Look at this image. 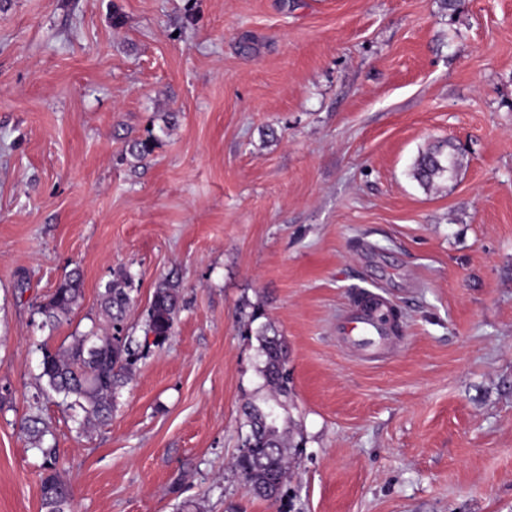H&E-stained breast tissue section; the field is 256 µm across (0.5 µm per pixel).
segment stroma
Wrapping results in <instances>:
<instances>
[{
    "label": "stroma",
    "mask_w": 512,
    "mask_h": 512,
    "mask_svg": "<svg viewBox=\"0 0 512 512\" xmlns=\"http://www.w3.org/2000/svg\"><path fill=\"white\" fill-rule=\"evenodd\" d=\"M443 139L463 166L428 191ZM122 273L131 336L160 281L183 306L80 434L40 347ZM361 288L404 313L375 361L336 334ZM246 304L303 438L277 501L233 468L263 384ZM29 416L73 512H512V0H0V512H40ZM462 162L456 145L445 140L422 151L416 159L412 176L427 190L456 175ZM82 297V280L79 273L65 278L55 289L50 298L39 307L43 316L42 327L56 329L67 320Z\"/></svg>",
    "instance_id": "stroma-1"
}]
</instances>
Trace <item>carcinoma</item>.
Masks as SVG:
<instances>
[{
  "label": "carcinoma",
  "mask_w": 512,
  "mask_h": 512,
  "mask_svg": "<svg viewBox=\"0 0 512 512\" xmlns=\"http://www.w3.org/2000/svg\"><path fill=\"white\" fill-rule=\"evenodd\" d=\"M462 162L456 145L445 140L427 148L416 159L412 176L430 190L456 175ZM128 276L107 282L99 293L101 319L85 333L72 337L69 344L56 349L42 347L41 373L43 394L57 396L69 409L84 413L77 421L78 431L104 424L112 413L122 389L132 375L140 349L163 345L172 335L180 311L178 283L164 279L156 287L148 310L143 343L121 335L122 324L132 298ZM82 297L80 274L65 278L50 298L39 307L42 326L56 329L72 313ZM259 343V373L266 394L248 399L242 407V446L233 467L245 488L268 499H278L295 461L300 443L293 437L292 419L287 401L290 376L286 367L288 347L285 338L270 333L265 324L255 330ZM96 354L89 353L90 348ZM23 430L32 448L42 456L40 482L42 512H71V494L62 479L57 449L44 445L47 427L32 417Z\"/></svg>",
  "instance_id": "obj_1"
}]
</instances>
